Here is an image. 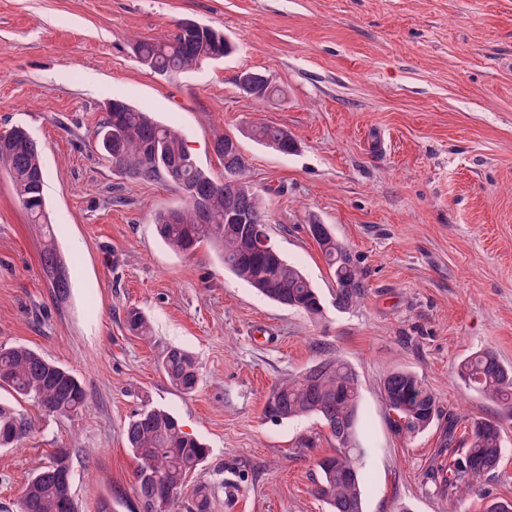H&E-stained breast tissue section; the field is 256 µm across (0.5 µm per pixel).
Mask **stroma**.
<instances>
[{
  "mask_svg": "<svg viewBox=\"0 0 512 512\" xmlns=\"http://www.w3.org/2000/svg\"><path fill=\"white\" fill-rule=\"evenodd\" d=\"M185 19L224 33L234 53L177 73L143 66L136 41ZM247 70L279 96L243 93ZM115 99L176 130L217 178L216 138L237 139L271 241L318 289L321 316L266 299L209 245L181 254L157 237L156 214L184 198L100 156L95 132ZM257 123L288 129L296 152L253 141ZM14 125L41 148L71 288L55 297L43 238L0 166V345L67 368L87 403L53 418L0 390L31 422L0 448V512H19L28 479L58 448L70 452L80 512L105 500L112 512H140L124 429L147 407L174 414L209 450L169 512H192L200 486L211 512H326L316 462L335 440L315 418L275 423L263 407L276 383L329 354L359 378L364 512H481L486 497L512 500V418L498 469L453 507L427 478L448 462L441 422L397 432L382 392L401 368L443 413L497 412L457 367L485 348L512 364V0H0V131ZM313 218L362 271L359 305L336 308L307 232ZM132 307L150 340L128 330ZM173 346L199 362L193 393L159 366Z\"/></svg>",
  "mask_w": 512,
  "mask_h": 512,
  "instance_id": "1",
  "label": "stroma"
}]
</instances>
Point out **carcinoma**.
I'll return each mask as SVG.
<instances>
[{
  "label": "carcinoma",
  "mask_w": 512,
  "mask_h": 512,
  "mask_svg": "<svg viewBox=\"0 0 512 512\" xmlns=\"http://www.w3.org/2000/svg\"><path fill=\"white\" fill-rule=\"evenodd\" d=\"M233 48L224 35L210 28L189 33L182 24L161 41H140L135 53L148 67L160 71L192 69L213 59L231 54ZM256 84L252 96L268 99L279 89L259 73H250ZM99 132L105 158L129 178L151 181L162 178L179 192L191 188L184 207L155 216L158 237L172 250L191 253L202 243L214 245L224 266L268 299L308 315L322 310L316 288L301 271L280 258L276 264L244 248L242 239L224 233V217L232 210L243 224H269L268 213L260 197L245 181L243 156L229 157L224 138H218L214 150L224 165V179L217 180L202 169L187 149L179 133L155 121L127 103L114 100ZM14 146L9 158L0 162L7 167L16 195L27 211L30 222L44 228L40 261L43 271L53 276L54 269L67 271L56 248L53 227L46 211L45 173L39 145L27 137L21 126L12 128ZM251 136L282 153L295 150L288 130L260 123L252 126ZM316 238L332 274L334 303L348 309L366 295V284L343 243L326 225ZM126 325L136 336L147 339L150 326L137 308L126 313ZM318 373L308 378L304 369L271 390L263 414L271 421L315 417L331 436L347 425L346 444L336 443L335 453L317 460L320 478L316 497L327 505V512H364L362 469L363 449L357 444L360 422V392L356 371L339 356H326L315 363ZM161 367L170 383L184 393L195 391L199 381L194 356L179 347L167 349ZM458 376L467 388L493 402L500 413L512 418V365L502 362L491 349L477 351L459 364ZM0 387L29 398L49 416H69L87 402V393L69 370L23 345L0 346ZM385 403L396 415L395 425L408 433H419L441 417L437 397L422 380L408 370H393L382 384ZM31 425L11 406L0 405V447H8L23 438ZM500 419L485 418L472 423L468 448L448 463L441 472V484L448 497L458 489L473 488L481 479L495 473L502 458ZM128 448L138 460L135 493L142 512H161V502L175 501L188 476L205 461L208 449L181 429L178 419L161 408H146L125 426ZM71 470L69 453L55 451L52 461L28 482L20 502V512H79L72 481L65 480Z\"/></svg>",
  "instance_id": "1"
}]
</instances>
